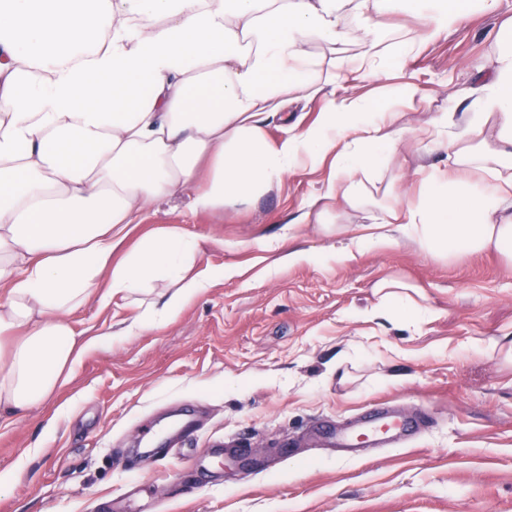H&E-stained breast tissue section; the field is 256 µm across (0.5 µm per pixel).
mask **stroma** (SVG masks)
Listing matches in <instances>:
<instances>
[{
	"label": "stroma",
	"instance_id": "35a3bbf8",
	"mask_svg": "<svg viewBox=\"0 0 512 512\" xmlns=\"http://www.w3.org/2000/svg\"><path fill=\"white\" fill-rule=\"evenodd\" d=\"M512 0L465 19L380 76L341 71L337 93L401 115L383 180L423 178L411 127L469 94ZM329 164L300 167L246 211L159 203L128 242L163 224L205 239L200 264L232 266L173 322L85 356L56 397L0 426V512H116L137 486L154 512H512V266L487 252L449 263L400 243L346 266H276L318 249L313 225L284 236ZM419 286L431 317L363 319L373 285ZM122 299L73 313L77 332L118 330ZM376 408L421 419L356 452L330 434Z\"/></svg>",
	"mask_w": 512,
	"mask_h": 512
}]
</instances>
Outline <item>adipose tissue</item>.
<instances>
[{
  "label": "adipose tissue",
  "mask_w": 512,
  "mask_h": 512,
  "mask_svg": "<svg viewBox=\"0 0 512 512\" xmlns=\"http://www.w3.org/2000/svg\"><path fill=\"white\" fill-rule=\"evenodd\" d=\"M500 0H0V421L48 401L85 355L112 340L76 332L72 313L114 298L134 304L123 335L174 321L233 268L199 266L202 240L161 226L128 250L130 225L162 200L192 213L243 210L294 169L330 173L287 230L315 225L346 244L291 249L281 263L346 265L404 241L448 261L497 253L512 265V20L498 35L471 112L435 114L413 129L425 152L447 149L413 196L366 186L397 150L399 113L359 95L324 97L336 70L310 50L351 41L347 70L383 73L420 50L409 28L381 18L403 10L434 19L432 36ZM323 97L308 126L278 142L268 119ZM373 207L368 224H340L345 208ZM374 313L415 321L430 309L403 282L374 286Z\"/></svg>",
  "instance_id": "obj_1"
}]
</instances>
